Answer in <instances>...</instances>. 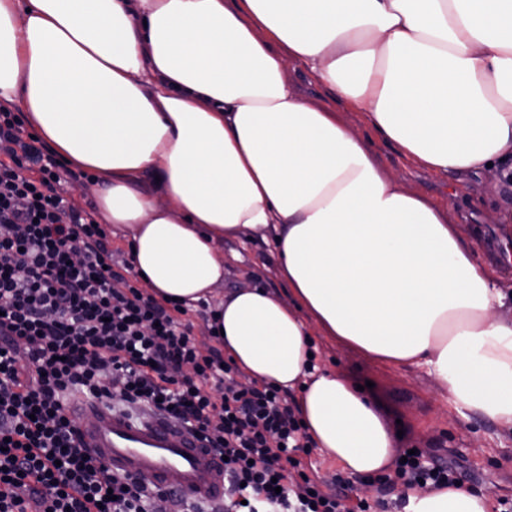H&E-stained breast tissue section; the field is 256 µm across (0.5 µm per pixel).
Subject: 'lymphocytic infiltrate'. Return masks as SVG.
Segmentation results:
<instances>
[{
  "label": "lymphocytic infiltrate",
  "mask_w": 512,
  "mask_h": 512,
  "mask_svg": "<svg viewBox=\"0 0 512 512\" xmlns=\"http://www.w3.org/2000/svg\"><path fill=\"white\" fill-rule=\"evenodd\" d=\"M66 169L0 104V512H155L178 495L112 474L84 448L72 397L155 409L224 463V512H344L343 479L302 471V425L280 390L202 353L189 310L124 277ZM441 488L458 480L423 452L373 478Z\"/></svg>",
  "instance_id": "obj_1"
}]
</instances>
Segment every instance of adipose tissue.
<instances>
[{"mask_svg":"<svg viewBox=\"0 0 512 512\" xmlns=\"http://www.w3.org/2000/svg\"><path fill=\"white\" fill-rule=\"evenodd\" d=\"M295 66L412 164L512 181V0H0V98L94 176L157 299L215 300L225 355L290 393L312 448L360 479L395 453L363 392L315 366L316 333L426 369L456 409L512 429V293L449 205L290 88ZM246 230L288 290L216 300L220 245ZM405 493L409 512L489 508L461 484Z\"/></svg>","mask_w":512,"mask_h":512,"instance_id":"ef3b65f1","label":"adipose tissue"}]
</instances>
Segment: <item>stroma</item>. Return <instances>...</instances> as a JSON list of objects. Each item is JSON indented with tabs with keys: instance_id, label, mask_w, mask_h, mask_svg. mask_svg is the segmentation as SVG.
<instances>
[{
	"instance_id": "stroma-1",
	"label": "stroma",
	"mask_w": 512,
	"mask_h": 512,
	"mask_svg": "<svg viewBox=\"0 0 512 512\" xmlns=\"http://www.w3.org/2000/svg\"><path fill=\"white\" fill-rule=\"evenodd\" d=\"M289 81L299 95L339 110L348 126L370 136L377 159L400 176L406 191L441 204L454 201L453 217L475 246L479 261L494 270L503 287L512 286V223L482 220L485 210L512 204V190L482 175L440 176L419 169L394 145L371 136L360 113L343 109L337 96L303 69L290 71ZM223 251L228 261L224 289L257 283L276 292L285 290L273 248L260 237L225 239ZM314 342L319 366L340 370L361 385L373 382L380 414L396 433L395 450L419 448L458 466L460 484L486 495L490 502L512 498V431L473 413L461 415L424 370L378 364L326 336L315 337Z\"/></svg>"
}]
</instances>
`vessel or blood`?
I'll use <instances>...</instances> for the list:
<instances>
[{
    "mask_svg": "<svg viewBox=\"0 0 512 512\" xmlns=\"http://www.w3.org/2000/svg\"><path fill=\"white\" fill-rule=\"evenodd\" d=\"M76 417L85 447L113 473L149 477L189 505L223 503V462L183 424L156 410L133 417L98 399L78 402Z\"/></svg>",
    "mask_w": 512,
    "mask_h": 512,
    "instance_id": "vessel-or-blood-1",
    "label": "vessel or blood"
}]
</instances>
